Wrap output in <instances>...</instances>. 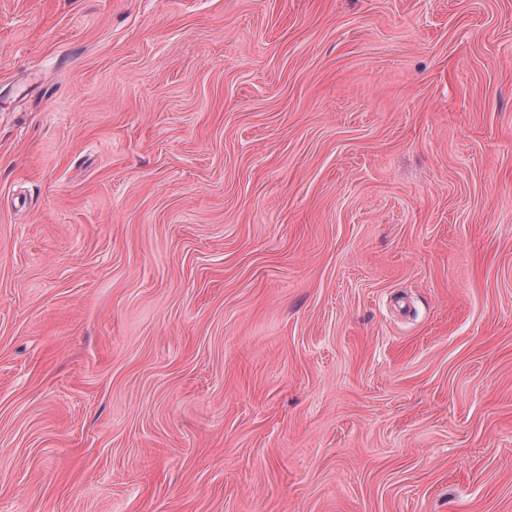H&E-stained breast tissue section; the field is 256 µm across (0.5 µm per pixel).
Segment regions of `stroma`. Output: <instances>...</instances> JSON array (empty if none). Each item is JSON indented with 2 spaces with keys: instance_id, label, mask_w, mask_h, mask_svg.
<instances>
[{
  "instance_id": "obj_1",
  "label": "stroma",
  "mask_w": 512,
  "mask_h": 512,
  "mask_svg": "<svg viewBox=\"0 0 512 512\" xmlns=\"http://www.w3.org/2000/svg\"><path fill=\"white\" fill-rule=\"evenodd\" d=\"M0 512H512V0H0Z\"/></svg>"
}]
</instances>
